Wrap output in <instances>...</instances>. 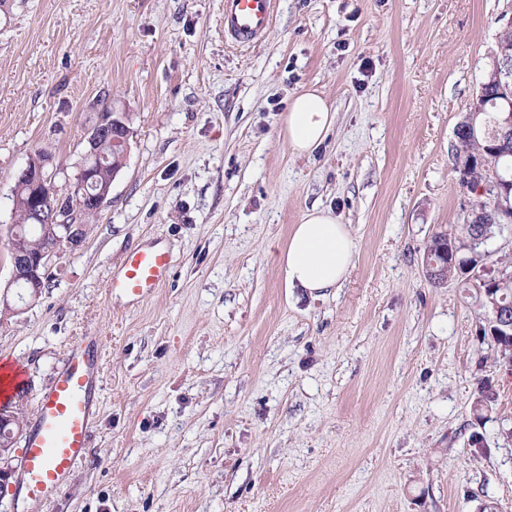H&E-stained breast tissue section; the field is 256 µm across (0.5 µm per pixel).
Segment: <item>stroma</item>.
<instances>
[{
	"label": "stroma",
	"mask_w": 512,
	"mask_h": 512,
	"mask_svg": "<svg viewBox=\"0 0 512 512\" xmlns=\"http://www.w3.org/2000/svg\"><path fill=\"white\" fill-rule=\"evenodd\" d=\"M511 17L512 0H278L264 41L234 47L224 0H7L1 284L30 157L76 174L110 103L134 134L84 242L0 312L28 426L69 347L103 340L86 458L53 498L11 487L0 512H512V374L484 311L422 271L427 240L463 221L454 130ZM311 86L336 125L299 156L282 118ZM315 205L356 243L318 298L277 262ZM155 246L173 260L157 293L109 294ZM486 381L499 396L479 421Z\"/></svg>",
	"instance_id": "35a3bbf8"
}]
</instances>
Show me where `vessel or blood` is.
<instances>
[{"mask_svg":"<svg viewBox=\"0 0 512 512\" xmlns=\"http://www.w3.org/2000/svg\"><path fill=\"white\" fill-rule=\"evenodd\" d=\"M276 0H224V39L237 47L259 44L273 23ZM172 258L154 247L137 248L108 284L112 294L135 301L151 297L170 275ZM102 341L86 336L72 344L52 388L38 405L25 437L20 489L27 498L47 499L61 489L92 438L94 393Z\"/></svg>","mask_w":512,"mask_h":512,"instance_id":"obj_1","label":"vessel or blood"}]
</instances>
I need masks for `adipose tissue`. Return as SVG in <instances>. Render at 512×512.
<instances>
[{
  "instance_id": "ef3b65f1",
  "label": "adipose tissue",
  "mask_w": 512,
  "mask_h": 512,
  "mask_svg": "<svg viewBox=\"0 0 512 512\" xmlns=\"http://www.w3.org/2000/svg\"><path fill=\"white\" fill-rule=\"evenodd\" d=\"M335 121L323 93L311 87L289 101L282 134L293 151L310 154L327 140ZM354 251L347 227L329 209L315 206L294 226L278 262L288 287L321 294L341 286Z\"/></svg>"
}]
</instances>
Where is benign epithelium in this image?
I'll return each mask as SVG.
<instances>
[{"instance_id":"benign-epithelium-1","label":"benign epithelium","mask_w":512,"mask_h":512,"mask_svg":"<svg viewBox=\"0 0 512 512\" xmlns=\"http://www.w3.org/2000/svg\"><path fill=\"white\" fill-rule=\"evenodd\" d=\"M491 76L497 83L501 95L509 101L512 99V39H496L495 49L490 55ZM133 135L131 122L126 108L105 105L99 110L95 122L87 131V152L83 155L77 181L68 189L70 202L61 207L60 189L55 177L60 169L47 173L52 158L38 152L32 156L27 165L18 173L16 185L18 191L25 193L24 202L31 206L45 225L46 240L49 247L41 252L31 253L12 247V270L5 291L0 294V303L9 306L8 289L18 286L30 287L31 299L39 296L47 267L55 259L61 258L84 241L85 225L80 216L85 212H98L107 202L112 183L121 167L112 168L109 178H98L97 169L90 161L104 155V148L110 147L120 151V157L127 156L129 140ZM512 180H505L497 175L489 184L493 191L490 199L501 210L509 209L507 187ZM23 398H18L10 406L0 405V427L9 425L17 427V433L24 431L22 411Z\"/></svg>"}]
</instances>
